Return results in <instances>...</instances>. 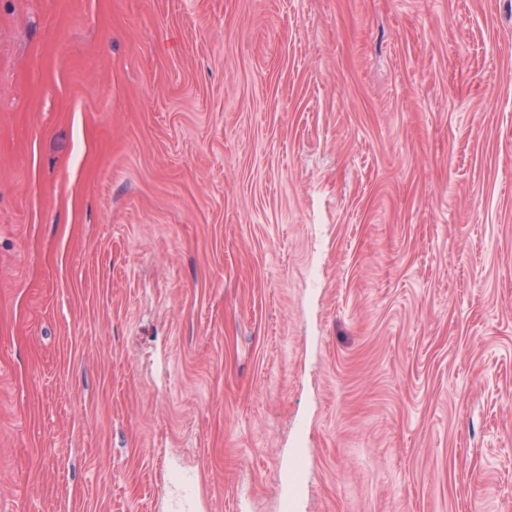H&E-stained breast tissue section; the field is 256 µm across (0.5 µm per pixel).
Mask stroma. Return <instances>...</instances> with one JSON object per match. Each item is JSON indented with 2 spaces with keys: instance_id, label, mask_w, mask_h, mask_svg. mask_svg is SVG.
I'll list each match as a JSON object with an SVG mask.
<instances>
[{
  "instance_id": "stroma-1",
  "label": "stroma",
  "mask_w": 512,
  "mask_h": 512,
  "mask_svg": "<svg viewBox=\"0 0 512 512\" xmlns=\"http://www.w3.org/2000/svg\"><path fill=\"white\" fill-rule=\"evenodd\" d=\"M0 512H512V0H0Z\"/></svg>"
}]
</instances>
